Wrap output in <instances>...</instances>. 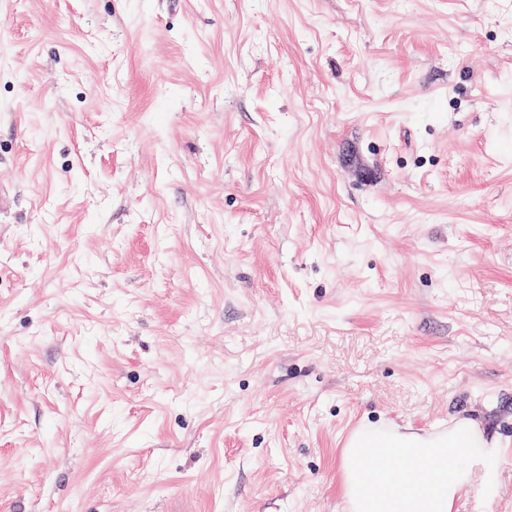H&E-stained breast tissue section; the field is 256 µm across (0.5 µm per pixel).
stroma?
<instances>
[{
  "label": "stroma",
  "instance_id": "stroma-1",
  "mask_svg": "<svg viewBox=\"0 0 512 512\" xmlns=\"http://www.w3.org/2000/svg\"><path fill=\"white\" fill-rule=\"evenodd\" d=\"M462 419L512 512V0H0V512H348Z\"/></svg>",
  "mask_w": 512,
  "mask_h": 512
}]
</instances>
